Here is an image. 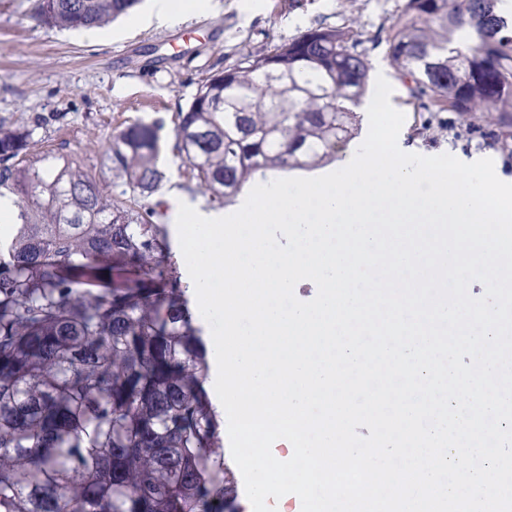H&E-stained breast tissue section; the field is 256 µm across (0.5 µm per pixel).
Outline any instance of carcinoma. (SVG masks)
<instances>
[{
	"instance_id": "obj_1",
	"label": "carcinoma",
	"mask_w": 512,
	"mask_h": 512,
	"mask_svg": "<svg viewBox=\"0 0 512 512\" xmlns=\"http://www.w3.org/2000/svg\"><path fill=\"white\" fill-rule=\"evenodd\" d=\"M138 0H34L56 29L100 28ZM502 0H403L387 56L429 112L477 125L512 157V13ZM475 34L467 42L461 33ZM361 33L310 29L201 82L172 118L184 190L215 208L256 173L319 165L352 137L370 67ZM43 125L0 119V512H237L210 351L169 261L164 122L105 150L31 154Z\"/></svg>"
}]
</instances>
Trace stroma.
<instances>
[{"instance_id":"35a3bbf8","label":"stroma","mask_w":512,"mask_h":512,"mask_svg":"<svg viewBox=\"0 0 512 512\" xmlns=\"http://www.w3.org/2000/svg\"><path fill=\"white\" fill-rule=\"evenodd\" d=\"M402 0H205L185 22L150 21V0L131 15L94 30L48 29L34 20V0H0V118L20 125L36 115L64 113L62 124L36 129L37 152L86 157L104 172L110 136L136 121H164L171 140L173 113L211 73L241 56L258 54L313 27H354L362 34L372 74L393 87L390 101L406 120L401 150L425 156L493 159L499 178L512 181V159L473 133L455 112H428L412 100L387 57L386 36ZM139 25H130V17ZM166 178L152 203L174 212L191 200L182 188L181 160L163 151Z\"/></svg>"}]
</instances>
